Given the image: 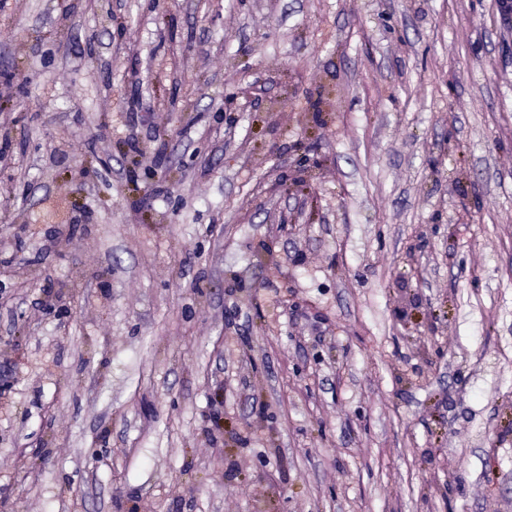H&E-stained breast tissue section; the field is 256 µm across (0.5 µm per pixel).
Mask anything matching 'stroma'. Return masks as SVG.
Here are the masks:
<instances>
[{"mask_svg": "<svg viewBox=\"0 0 512 512\" xmlns=\"http://www.w3.org/2000/svg\"><path fill=\"white\" fill-rule=\"evenodd\" d=\"M0 512H512L497 0H0Z\"/></svg>", "mask_w": 512, "mask_h": 512, "instance_id": "1", "label": "stroma"}]
</instances>
